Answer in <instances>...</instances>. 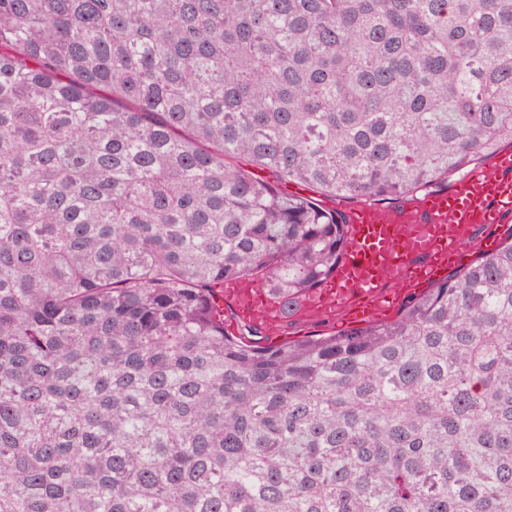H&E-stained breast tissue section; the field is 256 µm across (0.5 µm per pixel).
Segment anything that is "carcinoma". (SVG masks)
<instances>
[{
    "mask_svg": "<svg viewBox=\"0 0 512 512\" xmlns=\"http://www.w3.org/2000/svg\"><path fill=\"white\" fill-rule=\"evenodd\" d=\"M512 145V0H0V512H512V235L284 344L346 218ZM268 172L259 177L253 169ZM285 190L290 194H298L303 196H313L315 198H318L322 200L323 205H325L328 208L336 209L340 213H342L346 217V213L353 208L355 205H357L359 202H362L364 200H340L336 199V202L325 199L322 195L316 193L311 188L304 184H300L297 182H291L288 184V186L285 188ZM224 288H227L226 296L234 301L240 320H237L235 317L232 301L224 295V324L233 334L243 332L245 336H248L246 329L252 325H246L243 322L256 323L265 329L267 336L263 330L262 337L268 342L271 337L280 334L281 324L283 323L281 335L272 339L275 342H280L308 334H326L348 325L337 316L334 319H328L318 317L303 318L298 315L297 317L289 318L288 323L285 320L283 322V313L279 304L249 277L226 281L224 282Z\"/></svg>",
    "mask_w": 512,
    "mask_h": 512,
    "instance_id": "cac0c4a2",
    "label": "carcinoma"
}]
</instances>
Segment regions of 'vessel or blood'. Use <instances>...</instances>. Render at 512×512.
I'll list each match as a JSON object with an SVG mask.
<instances>
[{
    "instance_id": "vessel-or-blood-1",
    "label": "vessel or blood",
    "mask_w": 512,
    "mask_h": 512,
    "mask_svg": "<svg viewBox=\"0 0 512 512\" xmlns=\"http://www.w3.org/2000/svg\"><path fill=\"white\" fill-rule=\"evenodd\" d=\"M511 212V152L463 174L450 189L425 192L409 210L383 216L357 207L348 215L347 242L334 274L299 308L317 316L338 313L351 323L379 318L400 293L439 280L473 229L500 223ZM226 288L240 321L279 335L282 310L251 278L227 281Z\"/></svg>"
}]
</instances>
